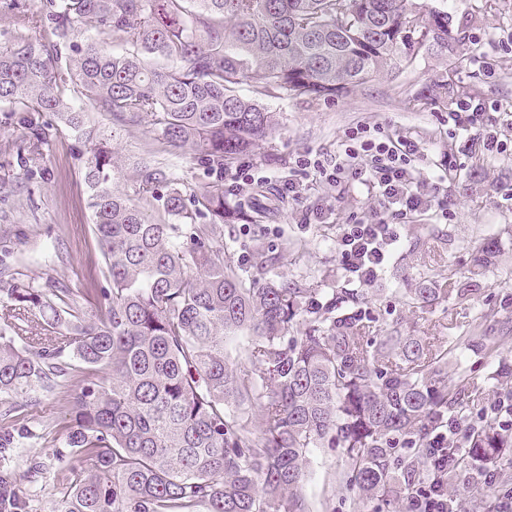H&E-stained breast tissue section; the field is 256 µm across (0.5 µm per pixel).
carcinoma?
I'll return each instance as SVG.
<instances>
[{
	"mask_svg": "<svg viewBox=\"0 0 512 512\" xmlns=\"http://www.w3.org/2000/svg\"><path fill=\"white\" fill-rule=\"evenodd\" d=\"M29 3L0 0L18 25L0 42V105L23 129L3 153L24 178L42 174L44 112L78 137L107 287L87 312L70 289L0 268V454L16 434L48 442L19 402L42 392L69 415L66 450L29 458V471L52 474L53 512H307L308 452L324 446L343 449L340 490L398 503L399 484L430 467L429 431L454 404L448 349L397 330L374 347L363 289L268 278L260 243L246 278L214 241L226 224L256 221L229 202L224 168L271 139L278 115L263 99L333 101L426 51L446 53L448 10L425 0ZM31 26L55 40L28 37ZM84 26L97 38L78 42ZM114 39L124 52L106 49ZM73 92L125 127L147 121L156 150L189 153L211 181L190 188L149 157L127 174ZM497 252L482 239L468 276L416 288L407 306L466 296ZM244 332L241 366L225 342ZM253 405L257 430L244 419ZM466 441L448 449V473L512 452L492 419ZM0 512H33L4 466Z\"/></svg>",
	"mask_w": 512,
	"mask_h": 512,
	"instance_id": "1",
	"label": "carcinoma"
}]
</instances>
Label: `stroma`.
<instances>
[{
	"label": "stroma",
	"instance_id": "35a3bbf8",
	"mask_svg": "<svg viewBox=\"0 0 512 512\" xmlns=\"http://www.w3.org/2000/svg\"><path fill=\"white\" fill-rule=\"evenodd\" d=\"M447 8L463 55L461 66L450 65L437 52L421 54L398 76L381 74L336 101L306 98L273 99L280 124L271 143L255 148L243 163L255 176L280 183L297 174L301 159L310 157L334 165L346 133L362 125H377L391 134L416 139L423 157L422 178L446 169L430 193L441 207L419 214L401 225L400 239L379 279L388 284L394 270L408 283L441 281L452 270L470 265L482 238L495 237L499 252L494 265L482 272L480 286L466 299H442L432 313L411 312L399 294L369 290L368 336L377 341L393 326L404 335L449 345L452 338L471 334L492 337L490 350H454L448 356V387L461 406L455 418L461 426L489 413L499 391L492 378L502 365L512 366V0H427ZM437 80L448 81L456 93L447 105L419 99V92ZM473 99L488 110L474 127L461 130L448 123L457 101ZM93 124L112 135L122 155H146L151 147L149 124L117 125L111 114L91 111ZM50 141L44 150V181L23 183L17 167H0V263L17 277L57 284L84 292L100 275V256L91 234L92 216L79 178L82 145L51 114H44ZM497 132L505 149L483 150L487 132ZM380 204L352 181L329 184L305 181L299 198L254 224L224 227L226 254L243 275L254 271L253 245L263 241L275 258L271 276L324 288H348L352 282L336 259V235L353 217L379 212ZM332 278H325V271ZM26 411L35 431L48 430L55 447H63L65 414L53 396L26 398ZM33 450L19 439L9 465L21 495L34 496L36 512H52L53 498L42 480L29 472ZM346 467L338 448H314L304 496L310 512H354L350 497L333 493L339 472Z\"/></svg>",
	"mask_w": 512,
	"mask_h": 512
}]
</instances>
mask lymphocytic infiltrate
Masks as SVG:
<instances>
[{"instance_id": "lymphocytic-infiltrate-1", "label": "lymphocytic infiltrate", "mask_w": 512, "mask_h": 512, "mask_svg": "<svg viewBox=\"0 0 512 512\" xmlns=\"http://www.w3.org/2000/svg\"><path fill=\"white\" fill-rule=\"evenodd\" d=\"M344 162L321 170L327 182L351 180L364 186L380 202L383 211L341 225L336 236V254L343 270L359 283L372 282L378 275L389 247L398 240L399 225L415 214L428 211L432 198L424 193L416 176L421 158L418 142L393 136L380 128H356L344 143ZM453 423L436 426L428 439L432 479L419 484L411 496V512H456L448 495V474L441 468L451 446Z\"/></svg>"}]
</instances>
